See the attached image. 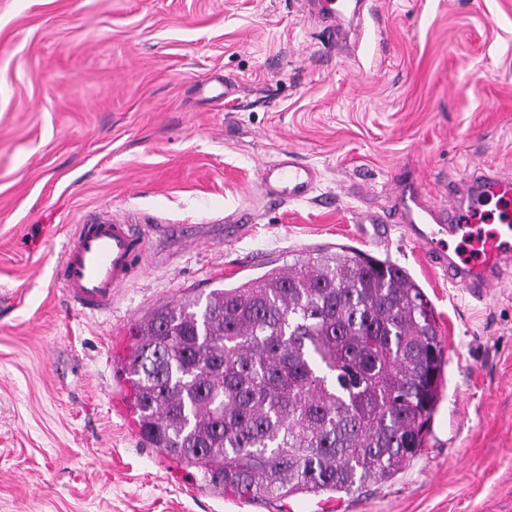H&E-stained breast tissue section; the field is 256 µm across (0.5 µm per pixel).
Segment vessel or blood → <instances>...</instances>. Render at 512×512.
I'll return each instance as SVG.
<instances>
[{
  "mask_svg": "<svg viewBox=\"0 0 512 512\" xmlns=\"http://www.w3.org/2000/svg\"><path fill=\"white\" fill-rule=\"evenodd\" d=\"M312 4L333 33L331 48H338L345 38L346 0H312ZM318 181L317 168L288 152L265 165L260 174L263 195L282 204L307 198ZM467 183L466 203L451 204L446 211L429 204L415 183H406L394 214L376 215L372 221L405 225L434 268L479 298L501 283L505 268L512 265V178L478 167ZM491 203L496 206L497 226L479 232L473 223L482 207ZM448 235L460 241L457 255H449L444 246ZM150 237V229L139 230L104 217L74 225L56 265L55 282L81 310H107L146 257Z\"/></svg>",
  "mask_w": 512,
  "mask_h": 512,
  "instance_id": "b4317fda",
  "label": "vessel or blood"
}]
</instances>
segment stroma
Here are the masks:
<instances>
[{"instance_id": "35a3bbf8", "label": "stroma", "mask_w": 512, "mask_h": 512, "mask_svg": "<svg viewBox=\"0 0 512 512\" xmlns=\"http://www.w3.org/2000/svg\"><path fill=\"white\" fill-rule=\"evenodd\" d=\"M342 54L303 0H0V512H512V268L483 298L387 212L404 179L447 204L475 167L512 174V0H365ZM293 152L308 199L260 196ZM153 224L110 309L52 279L68 227ZM405 268L443 340L420 455L338 498L204 488L113 408L155 307L319 249Z\"/></svg>"}]
</instances>
